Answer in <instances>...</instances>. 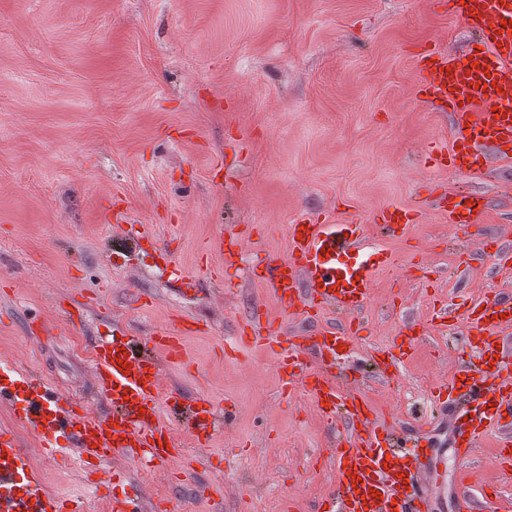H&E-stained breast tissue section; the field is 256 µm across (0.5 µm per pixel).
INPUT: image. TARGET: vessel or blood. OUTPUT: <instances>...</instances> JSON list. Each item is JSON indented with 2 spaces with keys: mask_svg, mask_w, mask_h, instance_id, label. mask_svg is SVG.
<instances>
[{
  "mask_svg": "<svg viewBox=\"0 0 512 512\" xmlns=\"http://www.w3.org/2000/svg\"><path fill=\"white\" fill-rule=\"evenodd\" d=\"M451 10L473 34L460 54L438 48L415 60L422 81L418 97L443 107L451 117L448 145L430 149L434 167L469 175L483 171L490 158L512 160V0H451ZM434 206L449 224L475 227L488 209L486 196L458 190L436 196ZM423 212L406 206L383 209L377 224L385 235L399 237L420 223ZM393 259L367 246L360 226L315 216L288 227V254L272 257L253 278L271 288L285 312L308 314L314 307L342 315L340 325H316L306 333L264 318L254 308L251 331H240L231 348L260 346L275 359L285 390L303 389L327 421L344 418L349 435L333 451V493L319 503L320 512H432L437 468L435 448L425 445L403 452L394 429L372 417L367 399L343 392L340 377L362 330L359 320L371 300L377 270ZM470 336L475 358L457 368L436 388L446 398L448 441L459 460H469L478 437L488 428L512 427V291L472 299L463 310L448 311ZM184 337L157 331L149 351L126 334L95 341L91 377L108 412L88 415L75 397L55 393L39 373L0 367V403L18 406L19 421L42 440L52 456L76 449L83 462L137 459L158 468L180 459L184 450L162 421L163 409L178 401L161 394L165 365L182 363ZM192 433L209 441L218 421L206 398L194 401ZM27 451L15 433L0 429V512H84L80 500L51 494L27 468ZM119 485L110 512H146L140 485Z\"/></svg>",
  "mask_w": 512,
  "mask_h": 512,
  "instance_id": "1",
  "label": "vessel or blood"
}]
</instances>
